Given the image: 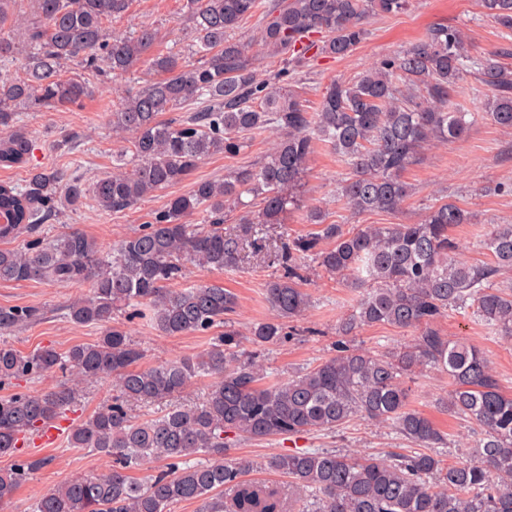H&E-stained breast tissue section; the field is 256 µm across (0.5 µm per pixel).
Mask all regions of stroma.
Here are the masks:
<instances>
[{
  "mask_svg": "<svg viewBox=\"0 0 512 512\" xmlns=\"http://www.w3.org/2000/svg\"><path fill=\"white\" fill-rule=\"evenodd\" d=\"M435 23L460 28L474 56L503 46L512 48V32L487 18L480 0H413L406 12L372 18L366 39L349 56L312 57L304 67L290 72L285 81L300 93L308 109H316L322 88L331 80L354 78L380 59L406 48ZM144 26L156 30L157 50L180 54L189 63L197 62L198 57L192 51L187 0H134L126 13L109 23L108 30L129 34ZM149 78L146 66L141 65L117 82L106 76L92 80V94L77 105L52 112L20 113L19 124L31 139V166L53 169L69 178L77 176L88 185L112 173L121 163L124 147L123 140L112 133L109 122L112 109L125 91L140 88ZM487 95L486 86L475 75H467L459 82L452 104L468 113L467 128L452 142H435L424 147L420 161L402 175L414 193L395 212L357 213L350 209L339 194V183L346 173L344 164L329 146L317 145L303 180L306 205L290 210L283 223L273 226L270 232L273 242L314 232V225L307 220V208L311 205L322 210L326 223L353 228L367 224H416L428 207L451 200L473 215L470 223L450 230L460 245V258L485 259L482 243L490 225L512 224V131L502 130L486 114ZM271 142V133L250 134L246 148L239 155L216 154L206 158L190 179L153 194L131 211L103 212L90 200L77 209L60 207L55 219L43 225V235L52 239L76 227L94 239L104 254H111L114 245L151 221L169 197L187 193L194 181L219 178L226 170L256 163L266 154ZM306 267L303 288L310 295L312 305L306 315L294 320L296 336L261 350V361L272 379H288L332 356L336 326L342 316L352 311L359 297L358 291L345 287L316 263L307 262ZM279 273V267L264 257L249 256L231 269L187 265L184 276L174 281L173 286L181 289L196 284H219L233 292L238 305L232 319L242 339V350L249 352L253 349L249 341L251 326L273 316L264 288ZM85 292L82 286L0 282V306H28L40 311L38 320L6 333L5 341L24 352L48 345L64 352L73 345L95 341L100 329L73 324L65 311L68 303ZM112 324L129 333L142 350V364L146 367L199 355L220 334L215 328L204 333L165 336L150 323L135 317L130 307L115 315ZM438 326L444 335L466 339L481 348L502 390L512 395V340L490 333L473 316L460 310H448ZM413 336L410 329L374 325L362 329L354 343L384 354L410 343ZM406 384L411 407L432 418L447 435L448 446L442 451L445 460L453 463L466 459L476 428L440 407V399L447 397L451 388L448 376L429 368L407 379ZM112 395L111 381L80 384L76 402L66 411L64 422L69 426L79 423ZM408 447V442L393 426L357 417L332 433L321 431L263 441L235 440L230 453L257 463L253 478L278 484L281 476L262 468L264 461L274 454L301 449H351L381 454L401 452ZM29 456L44 459V466L27 478L9 500L0 503V512H32L35 501L65 479L104 472L112 466L111 459L69 447L65 440L49 444L33 436L14 454L0 455V469L12 468Z\"/></svg>",
  "mask_w": 512,
  "mask_h": 512,
  "instance_id": "stroma-1",
  "label": "stroma"
}]
</instances>
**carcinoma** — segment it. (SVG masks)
Returning <instances> with one entry per match:
<instances>
[{"label": "carcinoma", "instance_id": "carcinoma-1", "mask_svg": "<svg viewBox=\"0 0 512 512\" xmlns=\"http://www.w3.org/2000/svg\"><path fill=\"white\" fill-rule=\"evenodd\" d=\"M18 0H0V62L16 66L0 78V166L28 167L31 143L18 126L23 110L57 111L92 93L90 79L117 78L146 62L154 78L129 91L112 111V129L128 135L132 168L118 167L91 187L62 182L55 171L29 170L22 186L0 184V241L32 235L20 249L0 248V281L90 285L72 301L68 318L97 326L92 343L61 353L52 346L29 352L0 342V384L68 371L79 380L113 378L118 394L69 429L67 443L112 458V470L71 478L36 502L34 512H171L185 501L198 512H512V397L502 393L485 353L462 338L442 334L437 322L455 307L472 309L500 336L512 337V287L496 278L512 269V224H494L483 240L489 263L457 258L448 230L471 215L456 203L429 207L417 224H369L356 231L326 224L312 208L317 234L281 243L273 262L282 275L267 282L275 318L250 328L256 347L285 336L284 320L304 316L311 299L300 288L298 259L314 256L326 273L365 289L340 320V336L384 324L412 328V342L387 354L336 341V354L288 380L266 383L257 355L240 350L228 315L237 297L217 284L175 289L186 265L233 268L247 248H266L265 226L280 224L299 205V187L315 143L331 147L349 169L340 192L356 212L396 211L412 195L402 174L420 160L423 145L448 143L466 129L452 93L469 73L491 90L486 113L512 129V50L482 58L468 55L465 34L432 25L406 49L382 59L351 80H334L315 111L286 83L289 68L306 55L345 57L368 35L375 16L407 11L411 0H190L196 64L174 53L151 54L157 32L109 35L105 23L124 14L132 0H29L27 15L13 16ZM485 14L512 30V0H481ZM261 21L257 41L282 67L259 78L250 45L235 36L241 22ZM191 100L199 109L167 121L164 112ZM257 131L275 134L259 162L230 169L220 179L198 181L172 197L144 228L102 254L97 242L73 229L47 241L39 225L58 205L77 208L92 198L99 209L119 212L187 178L205 158L233 157ZM261 201L251 210L244 197ZM239 211L233 234L226 217ZM201 217V225L191 217ZM323 240L332 242L320 247ZM147 307L149 321L165 336L207 332L224 335L195 357L141 367L142 351L112 316L132 303ZM27 306H0V333L32 322ZM438 369L452 380L441 401L473 423L478 438L470 458L447 463L435 448L448 444L432 419L410 407L406 380L420 369ZM215 379L200 403L173 405L144 421L135 403L166 404L196 377ZM74 398L66 386L0 396V454L65 413ZM392 425L416 445L407 453L294 451L275 454L265 466L288 478V487L250 481L254 468L228 458L226 435L247 440L334 430L354 417ZM167 469L136 479L128 474L157 460ZM45 460L0 470V502Z\"/></svg>", "mask_w": 512, "mask_h": 512}]
</instances>
